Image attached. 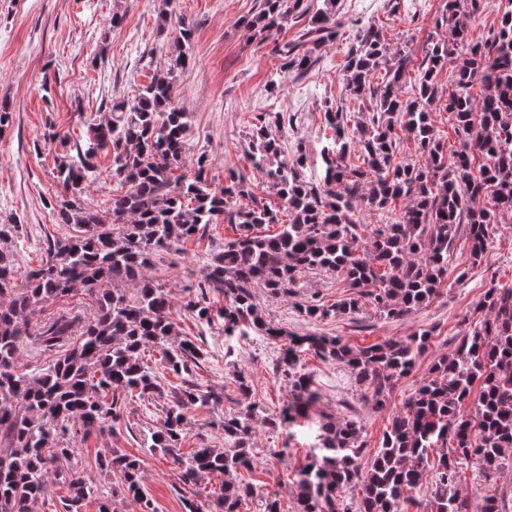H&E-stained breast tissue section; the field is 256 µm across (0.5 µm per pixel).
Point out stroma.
<instances>
[{"mask_svg":"<svg viewBox=\"0 0 512 512\" xmlns=\"http://www.w3.org/2000/svg\"><path fill=\"white\" fill-rule=\"evenodd\" d=\"M259 2L175 0V12L193 23L194 37L188 47L193 61L177 72L173 98L189 114L188 165L205 158L207 179L216 187L223 185L229 171L243 172L249 200L274 206L278 200L265 178L247 162L255 115L293 114L292 127L281 134V156L291 157L296 142H303L306 160L301 174L318 180L321 151L329 138L323 113L326 106L344 99L340 69L358 31L371 24L382 27L391 48L410 47L412 61L403 93L413 96L424 44L447 36L435 24L445 0H336L342 22L339 35L323 44L319 62L304 75L284 69L277 52L295 38L299 24L285 23L262 40L242 26V18L257 13ZM164 8L163 0H0V106L10 114L9 126L0 130V224L19 227L0 248L13 253L17 280L40 265L47 237L69 231L67 225L56 223L46 206L51 197L63 195L64 188L55 178L54 164L62 148L45 142V134L58 133L71 143L86 140L89 127L106 120L113 100L132 97L165 72L174 42L170 23L162 19ZM116 13L123 22L114 28L110 21ZM273 81L278 82L279 92L270 91ZM231 235L227 225H211L205 237L181 243L178 256H161L148 272L169 292L179 334L204 340L206 357L196 374L198 384L224 392L222 406L188 411L184 443L188 449L204 442L223 446L219 422L241 400L235 372L250 375L251 397L264 413L278 412L290 396V387L277 370L278 345L255 335L225 342L221 323L196 325L184 309L203 266ZM454 255L440 295L397 321L384 319L364 303L357 314L312 322L299 314L292 300L271 296L262 288L255 291L266 318L298 334L340 336L362 346L422 328L432 330L429 350L413 373L391 389L382 410L363 400L348 370L310 353L303 356V368L319 394L317 414L361 421L365 442L361 466H368L392 412L402 408L435 357L458 343L487 288L494 283L512 285V214L500 217L482 264L471 263L469 245L462 237L454 245ZM162 406V399L154 396L130 400L121 410L119 434L93 432L78 445L82 457L89 459L111 448L137 455L157 512H185L184 499L212 501L223 478L211 477L197 487L183 485L169 458L143 447L144 436L163 419ZM314 443L307 422L290 432L259 427L254 439L259 465L255 472L243 473V480L256 485L259 493L278 495L283 512H290L289 477ZM274 448L282 449V456H271Z\"/></svg>","mask_w":512,"mask_h":512,"instance_id":"1","label":"stroma"}]
</instances>
